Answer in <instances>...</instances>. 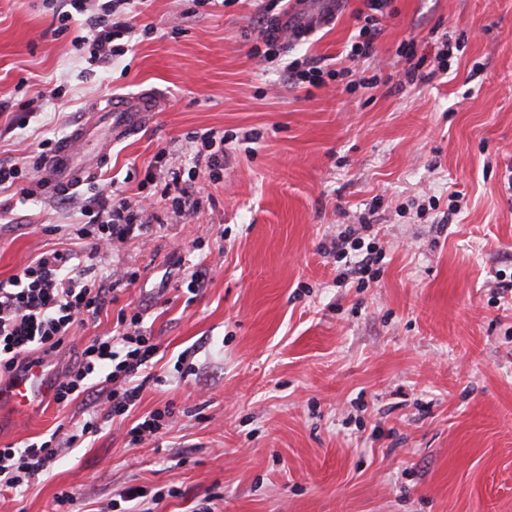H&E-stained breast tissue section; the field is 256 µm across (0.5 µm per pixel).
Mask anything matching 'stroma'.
<instances>
[{"mask_svg": "<svg viewBox=\"0 0 512 512\" xmlns=\"http://www.w3.org/2000/svg\"><path fill=\"white\" fill-rule=\"evenodd\" d=\"M328 0H306L316 29L287 59L312 56L357 76L352 90L288 82L257 63L263 10L280 0H145L132 49L88 64L75 27L58 31L56 0H0V100L48 95L29 122L0 113V163L21 145L68 141L92 180L151 194L160 224L102 266L134 285L78 342L110 332L119 310L149 305L161 345L126 418L63 450L0 512H512V0H392L377 53L348 62L350 0L330 24ZM457 46L440 63L437 34ZM413 41L418 80L396 87V50ZM154 92L157 112L112 135V100ZM224 131V177L186 220L142 186L159 150L190 166V132ZM0 281L41 251L88 250L82 217L52 191H0ZM352 231L380 259L369 287L339 284L334 243ZM188 252L176 264L174 245ZM203 269L197 296L184 279ZM171 411L156 438L130 443L149 413ZM80 403L0 406V445L49 439L81 420Z\"/></svg>", "mask_w": 512, "mask_h": 512, "instance_id": "1", "label": "stroma"}]
</instances>
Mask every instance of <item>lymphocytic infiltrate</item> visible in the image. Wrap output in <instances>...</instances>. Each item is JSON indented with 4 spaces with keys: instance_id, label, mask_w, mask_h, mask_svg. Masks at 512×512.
<instances>
[{
    "instance_id": "1",
    "label": "lymphocytic infiltrate",
    "mask_w": 512,
    "mask_h": 512,
    "mask_svg": "<svg viewBox=\"0 0 512 512\" xmlns=\"http://www.w3.org/2000/svg\"><path fill=\"white\" fill-rule=\"evenodd\" d=\"M389 0H362L355 12L358 22L349 60L371 57L379 34L378 24ZM71 7L85 15V32L76 45H89L92 64L101 66L124 55L118 38L134 28L132 14L116 18L104 5L89 13L88 0H70ZM261 42L252 46L251 57L269 62L279 57L282 38L299 35L301 26L284 25L279 18H259ZM193 164L172 166L166 151H159L145 173L146 181L163 179L162 193L168 210L183 218L196 213L202 203L201 179L219 181L224 169V134L209 129L194 133ZM85 218L76 230L78 238L91 239L88 264L74 263L72 253L50 249L41 252L19 274L0 282V378L14 376L31 364H43L64 347L73 344L74 327L96 317L118 299L119 286L131 285L135 273L111 269L92 275L91 263L108 249L124 244L135 229L160 223V216L138 198L125 196L114 186L96 188L81 207ZM146 308L119 313L115 334L99 336L78 347L72 365L54 382L53 401L65 406L81 401L85 416L79 429L66 441L31 442L18 448L0 446V488L26 492L32 481L58 459L63 447H74L84 436L97 433L108 417L127 414L141 397L138 374L156 356L160 345L145 324Z\"/></svg>"
}]
</instances>
